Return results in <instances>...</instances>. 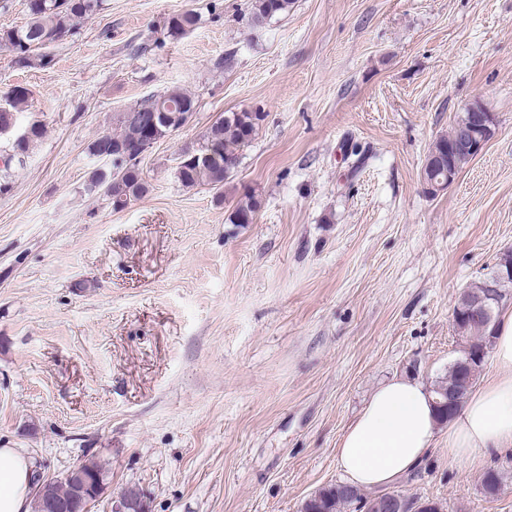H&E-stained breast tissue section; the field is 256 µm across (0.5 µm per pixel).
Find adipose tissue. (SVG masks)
Listing matches in <instances>:
<instances>
[{"instance_id":"adipose-tissue-1","label":"adipose tissue","mask_w":512,"mask_h":512,"mask_svg":"<svg viewBox=\"0 0 512 512\" xmlns=\"http://www.w3.org/2000/svg\"><path fill=\"white\" fill-rule=\"evenodd\" d=\"M496 371L469 394L448 425V457L488 460L512 447V311L496 324ZM428 386L408 378L381 384L344 432L336 450L350 485L382 489L419 466L434 446L437 421ZM31 464L0 448V512H29Z\"/></svg>"}]
</instances>
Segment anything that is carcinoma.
<instances>
[{
  "instance_id": "carcinoma-1",
  "label": "carcinoma",
  "mask_w": 512,
  "mask_h": 512,
  "mask_svg": "<svg viewBox=\"0 0 512 512\" xmlns=\"http://www.w3.org/2000/svg\"><path fill=\"white\" fill-rule=\"evenodd\" d=\"M295 0H250L248 21L260 26L276 17L286 16L293 9ZM105 0H27L26 21L21 26L0 29V48L13 53L14 65L20 69H45L53 58L48 47L66 37L78 33L81 22L88 20L105 9ZM200 17L193 11H185L167 18L165 29L167 36L177 39L194 29ZM28 89L15 86L4 94L0 104V134H7V128L16 125L17 114L27 106ZM197 110L196 98L180 89H171L162 94L151 95L140 103L117 114L119 132L106 133L89 147V153L112 162V168L92 172L85 192L105 197L112 207L120 209L131 200L141 197L147 191L142 178L138 158L141 145L146 141L144 128L152 113H157L156 135L164 138L183 127ZM265 114L262 112H226L207 130L204 143L198 149L184 150L177 170V179L185 188L207 185L220 190L224 181L238 165L236 148L248 144L256 135ZM44 127L36 121L27 127V135L9 142L6 155L10 163L3 166V180L0 181V193L9 190L11 161L23 163L29 146L43 136ZM456 129L439 137L428 151L427 158L440 164L435 175L445 179L448 174V145L455 142ZM261 207L258 196L246 191L228 216L232 224H252ZM501 308L494 309L489 320H467L456 323V332L465 341L460 359L469 355L468 349L479 347L488 337H493L497 318ZM480 366L475 365L466 373H461L455 364L448 366L447 373L437 378L431 388L448 384H461L463 391L458 398L457 407H462L471 391ZM83 478L95 485L105 479L108 472L103 465L89 459L79 466ZM505 482L504 473L490 467L483 474L481 485L488 497L499 494ZM373 497L367 496L357 487L346 483L328 486L312 495L304 504L303 512H343L352 508L355 512H364L371 508Z\"/></svg>"
}]
</instances>
